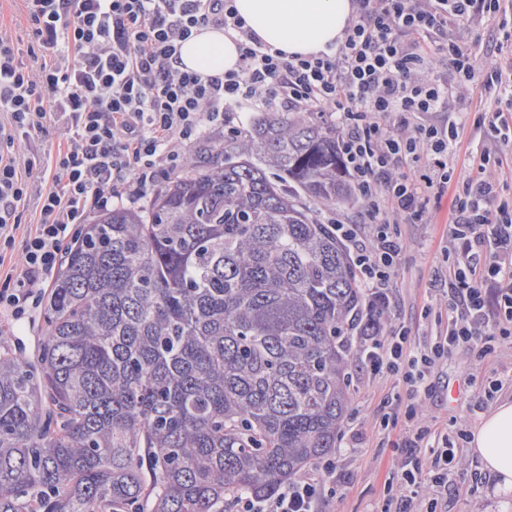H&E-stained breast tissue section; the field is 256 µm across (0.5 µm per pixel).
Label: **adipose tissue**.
<instances>
[{"label": "adipose tissue", "mask_w": 512, "mask_h": 512, "mask_svg": "<svg viewBox=\"0 0 512 512\" xmlns=\"http://www.w3.org/2000/svg\"><path fill=\"white\" fill-rule=\"evenodd\" d=\"M232 5L245 27L287 60L338 46L355 13L353 0H233ZM179 58L184 69L223 76L239 68L237 36L200 28L183 42ZM470 450L498 490H512V400H503L482 418Z\"/></svg>", "instance_id": "ef3b65f1"}]
</instances>
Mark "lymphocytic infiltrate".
<instances>
[{
	"label": "lymphocytic infiltrate",
	"instance_id": "f902f5d3",
	"mask_svg": "<svg viewBox=\"0 0 512 512\" xmlns=\"http://www.w3.org/2000/svg\"><path fill=\"white\" fill-rule=\"evenodd\" d=\"M33 39L19 48L0 28V245L18 263L0 274V317L19 321L39 305L68 239L91 211L133 200L143 188L184 168L187 144L213 127L238 134L234 110L299 108L338 131L346 170L372 221L369 231L337 224L363 286L370 324L356 342L364 371L393 380L403 417L384 414L380 428L404 420L394 489L381 512H437L456 467L457 443L422 406L443 360L461 350L486 357L494 339L512 335V208L499 196L507 146L479 156L476 176L452 181L456 126L424 124L445 111L442 63L469 70L448 24L499 0H354L356 10L336 49L282 59L246 29L231 0H25ZM237 33L240 69L221 77L179 68V49L195 30ZM77 59H70V50ZM57 126L67 148L43 147ZM413 158L419 171H400ZM454 198L449 224L456 255L448 323L416 342L383 316L390 300L378 286L403 244L390 231L408 219L429 221L428 204ZM38 220L15 233L27 207ZM321 477H302L275 494L238 495L235 512H320L336 496V462Z\"/></svg>",
	"mask_w": 512,
	"mask_h": 512
}]
</instances>
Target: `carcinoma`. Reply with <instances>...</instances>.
<instances>
[{
	"label": "carcinoma",
	"instance_id": "carcinoma-1",
	"mask_svg": "<svg viewBox=\"0 0 512 512\" xmlns=\"http://www.w3.org/2000/svg\"><path fill=\"white\" fill-rule=\"evenodd\" d=\"M336 137L259 112L83 225L35 359L0 336V512H224L336 451L366 297Z\"/></svg>",
	"mask_w": 512,
	"mask_h": 512
}]
</instances>
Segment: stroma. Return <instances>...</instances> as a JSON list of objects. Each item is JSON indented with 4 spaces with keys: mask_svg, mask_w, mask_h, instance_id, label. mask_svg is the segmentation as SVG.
<instances>
[{
    "mask_svg": "<svg viewBox=\"0 0 512 512\" xmlns=\"http://www.w3.org/2000/svg\"><path fill=\"white\" fill-rule=\"evenodd\" d=\"M451 28L463 33L473 68L469 77L452 67L441 72L442 80L448 84L449 111L468 115L454 163V174L459 177L472 175V158L492 142L486 126L477 121L478 113L500 112L512 124V83L491 84L485 80L487 63L512 57V0H500L497 11L454 20ZM451 214V199L446 196L437 204L432 223L396 227L408 246L386 283L391 300L386 316L416 339L430 334L447 317L446 271L455 261L446 237ZM510 375L512 342L502 341L498 355L483 360L458 353L449 357L435 375L428 411L442 425L465 421L476 426L483 415L478 404L491 382H504L496 400L512 399V385L506 383ZM453 385L460 388L455 398L449 395ZM389 390L388 380L354 372L350 410L360 423L366 425L384 415L383 400ZM336 453L340 457L338 478L345 493L324 503L323 512H377L382 505L384 484L395 472L400 449L391 447L385 434L370 432L363 448L353 452L340 447ZM460 459L458 487L443 496V512H512V494L496 490L485 476L479 458L468 447H461Z\"/></svg>",
    "mask_w": 512,
    "mask_h": 512,
    "instance_id": "obj_1",
    "label": "stroma"
}]
</instances>
